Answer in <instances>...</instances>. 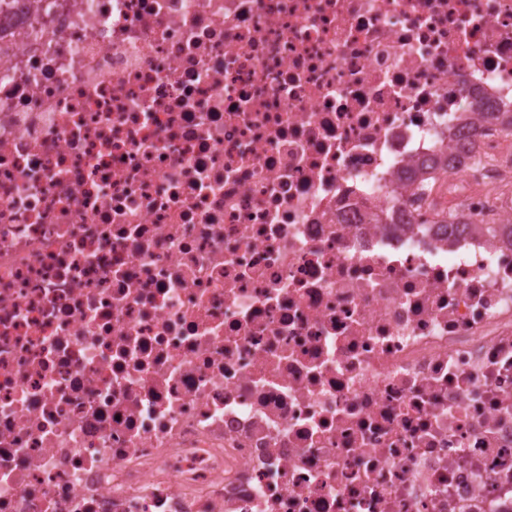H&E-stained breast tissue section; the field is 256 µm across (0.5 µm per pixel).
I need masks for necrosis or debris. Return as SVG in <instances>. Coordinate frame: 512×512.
<instances>
[{"label":"necrosis or debris","instance_id":"necrosis-or-debris-1","mask_svg":"<svg viewBox=\"0 0 512 512\" xmlns=\"http://www.w3.org/2000/svg\"><path fill=\"white\" fill-rule=\"evenodd\" d=\"M486 106L512 0H0V512H512Z\"/></svg>","mask_w":512,"mask_h":512}]
</instances>
